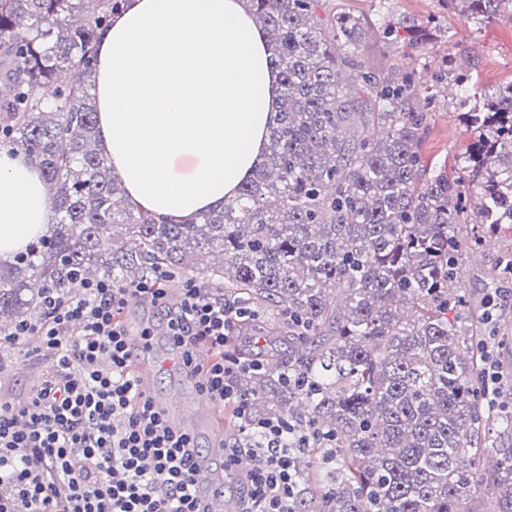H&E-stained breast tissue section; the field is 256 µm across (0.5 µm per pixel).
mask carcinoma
<instances>
[{
    "mask_svg": "<svg viewBox=\"0 0 512 512\" xmlns=\"http://www.w3.org/2000/svg\"><path fill=\"white\" fill-rule=\"evenodd\" d=\"M473 17H512V0H452ZM126 0H0V150L41 169L57 215L0 262V335L46 316L47 298L96 280L160 270L251 311L279 336L244 389L256 417L292 422L323 449L298 512H512V411L483 400L476 306L459 253L512 235V85L473 94L470 151L450 179L418 151L432 95L359 53L372 27L323 0H249L279 70L263 160L233 199L174 224L110 175L89 77L98 40ZM476 211H468L471 190ZM473 227L460 235L468 214ZM315 384L301 389L286 374Z\"/></svg>",
    "mask_w": 512,
    "mask_h": 512,
    "instance_id": "1",
    "label": "carcinoma"
}]
</instances>
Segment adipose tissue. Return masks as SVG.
Here are the masks:
<instances>
[{
	"mask_svg": "<svg viewBox=\"0 0 512 512\" xmlns=\"http://www.w3.org/2000/svg\"><path fill=\"white\" fill-rule=\"evenodd\" d=\"M279 93L243 0H128L100 38V147L129 197L176 220L219 206L251 174ZM53 221L38 166L0 153V258Z\"/></svg>",
	"mask_w": 512,
	"mask_h": 512,
	"instance_id": "adipose-tissue-1",
	"label": "adipose tissue"
}]
</instances>
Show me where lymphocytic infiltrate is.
<instances>
[{
    "label": "lymphocytic infiltrate",
    "instance_id": "f902f5d3",
    "mask_svg": "<svg viewBox=\"0 0 512 512\" xmlns=\"http://www.w3.org/2000/svg\"><path fill=\"white\" fill-rule=\"evenodd\" d=\"M167 282L154 271L126 286L86 284L74 297L52 299L34 330L6 336L12 347L37 336L50 361L24 400L0 403V512H212L193 490L196 437L139 388L121 319L134 300L164 309V334L181 365L239 420L240 438L219 455L227 474L242 452L255 460L240 512H295L304 481L291 447L295 430L257 418L234 383L262 368L230 351L238 307L193 284L170 299ZM201 345L208 359L198 355Z\"/></svg>",
    "mask_w": 512,
    "mask_h": 512
}]
</instances>
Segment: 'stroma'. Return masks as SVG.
<instances>
[{
	"mask_svg": "<svg viewBox=\"0 0 512 512\" xmlns=\"http://www.w3.org/2000/svg\"><path fill=\"white\" fill-rule=\"evenodd\" d=\"M392 16L409 17L433 33L425 55L406 59L388 55L379 34H372L360 48L375 63L394 70L414 71L417 83L435 91L419 152L423 164L434 170L454 173L470 143L460 120L458 100L466 88L493 93L512 84V21L491 18L473 22L455 11L449 0H387ZM445 76L453 93L436 92L437 76ZM512 246V238L492 240L479 251L462 250L459 256L460 286L476 301L495 294L498 303L495 330L512 331V286L499 284L498 259ZM47 360L37 350L21 355L14 349L0 351V400L26 395L36 384Z\"/></svg>",
	"mask_w": 512,
	"mask_h": 512,
	"instance_id": "stroma-1",
	"label": "stroma"
}]
</instances>
